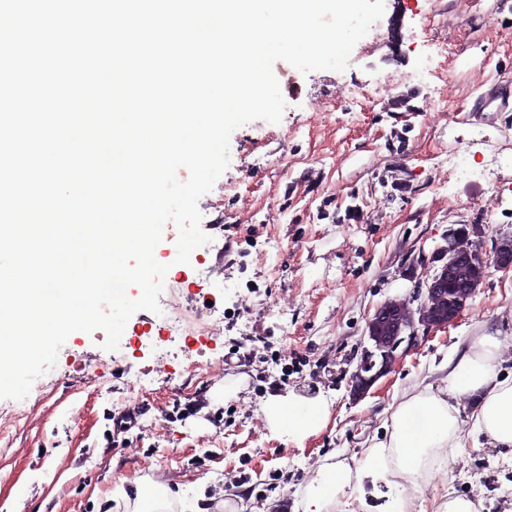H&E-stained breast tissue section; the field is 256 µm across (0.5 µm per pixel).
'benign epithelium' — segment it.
Wrapping results in <instances>:
<instances>
[{
    "label": "benign epithelium",
    "instance_id": "benign-epithelium-1",
    "mask_svg": "<svg viewBox=\"0 0 512 512\" xmlns=\"http://www.w3.org/2000/svg\"><path fill=\"white\" fill-rule=\"evenodd\" d=\"M471 239L473 248L467 252L468 257L478 262L484 269L494 265L499 269L512 267V239L502 237L495 242L493 255L489 256L483 251L482 235H473L469 226L462 224L448 231L446 244L434 250L436 261L440 262L427 285L424 296H412L404 300V304L411 308V314L405 322H394L392 334L385 341L374 347H364L357 358L355 369L348 380L350 394L354 397L362 396L382 377L388 375L413 349H415L431 333L445 329L450 321L434 322L428 314V303L432 297L442 291L448 280L452 263L457 257V245L465 239ZM477 290L475 285H463L456 290V313H461L472 300Z\"/></svg>",
    "mask_w": 512,
    "mask_h": 512
}]
</instances>
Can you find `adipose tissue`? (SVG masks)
I'll return each mask as SVG.
<instances>
[{"label":"adipose tissue","instance_id":"1","mask_svg":"<svg viewBox=\"0 0 512 512\" xmlns=\"http://www.w3.org/2000/svg\"><path fill=\"white\" fill-rule=\"evenodd\" d=\"M505 347L498 337L481 336L459 359L449 362L445 386L439 393H417L401 402L391 416L387 440L377 443L359 470L361 478L378 480L388 453H395L399 468L419 473L429 449L458 446L459 423L455 399L478 395L472 436H485L504 448L512 447V378L500 379L494 364ZM325 408L315 401L291 399L272 403L266 410L269 424L279 431L301 435L318 430Z\"/></svg>","mask_w":512,"mask_h":512}]
</instances>
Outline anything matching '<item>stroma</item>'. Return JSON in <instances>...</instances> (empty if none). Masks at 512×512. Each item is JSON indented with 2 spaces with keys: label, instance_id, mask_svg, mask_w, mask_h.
Returning a JSON list of instances; mask_svg holds the SVG:
<instances>
[{
  "label": "stroma",
  "instance_id": "obj_1",
  "mask_svg": "<svg viewBox=\"0 0 512 512\" xmlns=\"http://www.w3.org/2000/svg\"><path fill=\"white\" fill-rule=\"evenodd\" d=\"M379 23L401 46L362 38L345 70H290L296 91L279 123L255 120L230 137V164L198 201L208 244L174 261L166 224L154 255L191 316L221 331L193 345L104 349L103 335L72 333L15 420L0 399V512H133L136 486L169 487L167 512H239L246 491L265 512H304L317 472L342 465L338 512H512V450L473 441L471 397L457 404L461 445L405 488L383 476L359 489L358 470L387 439L395 406L440 387L444 364L492 334L512 373V270L490 271L470 305L361 399L349 395L351 356L367 317L425 287L449 229L485 228L484 250L512 235V0H390ZM395 75L390 95L356 111L339 87ZM415 81H402V74ZM407 96L411 111L395 112ZM447 98L448 109L433 111ZM317 397L328 419L304 438L272 430L265 408L288 394ZM138 407L119 431L114 415Z\"/></svg>",
  "mask_w": 512,
  "mask_h": 512
}]
</instances>
